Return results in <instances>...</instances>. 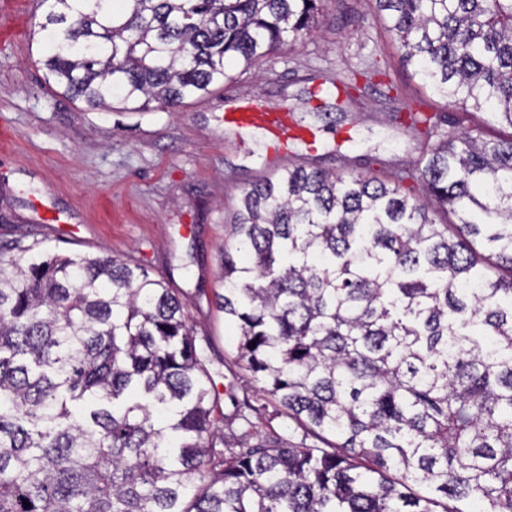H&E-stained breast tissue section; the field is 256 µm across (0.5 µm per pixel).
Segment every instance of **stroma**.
Here are the masks:
<instances>
[{"label": "stroma", "instance_id": "stroma-1", "mask_svg": "<svg viewBox=\"0 0 512 512\" xmlns=\"http://www.w3.org/2000/svg\"><path fill=\"white\" fill-rule=\"evenodd\" d=\"M13 25L0 32V246L23 240L59 254L132 258L177 289L198 334L209 336L236 395L261 406L258 436H288V420L256 397V382L232 353L233 331L209 301L219 272L225 226L241 192L295 160L347 172L411 168L421 154L414 134L396 122L377 87L356 101L326 92L380 61L402 104L429 98L386 33L374 0H328L319 31L270 55L234 82L186 106L130 112L91 110L46 83L43 48L28 0H0ZM287 113L300 138L276 150L258 127L227 123L238 107ZM46 205L68 216L76 237L41 221Z\"/></svg>", "mask_w": 512, "mask_h": 512}]
</instances>
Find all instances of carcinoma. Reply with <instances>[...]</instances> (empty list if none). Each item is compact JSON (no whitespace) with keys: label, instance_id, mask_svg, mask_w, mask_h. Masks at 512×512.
<instances>
[{"label":"carcinoma","instance_id":"obj_1","mask_svg":"<svg viewBox=\"0 0 512 512\" xmlns=\"http://www.w3.org/2000/svg\"><path fill=\"white\" fill-rule=\"evenodd\" d=\"M41 2L62 94L149 112L304 42L323 0ZM375 7L424 89L512 128V0ZM395 119L416 167L291 164L220 252L211 304L298 441L254 442L141 264L0 252V512H512V137Z\"/></svg>","mask_w":512,"mask_h":512}]
</instances>
